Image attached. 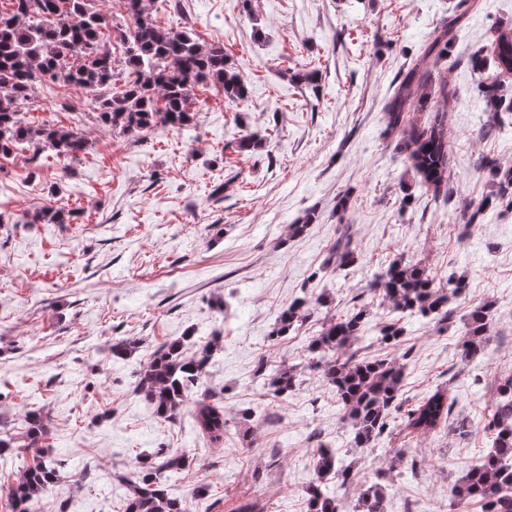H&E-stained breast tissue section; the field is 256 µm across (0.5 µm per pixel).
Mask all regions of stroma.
Segmentation results:
<instances>
[{"label": "stroma", "mask_w": 512, "mask_h": 512, "mask_svg": "<svg viewBox=\"0 0 512 512\" xmlns=\"http://www.w3.org/2000/svg\"><path fill=\"white\" fill-rule=\"evenodd\" d=\"M472 2L420 90L422 121L448 117L444 198L420 191L383 107L455 0H150L165 25L222 45L249 96L196 89L192 129L138 143L98 127L81 92L35 88L28 119L85 130L91 148L76 162L48 151L37 166L0 157V435L15 441L0 451V512H12L9 491L29 458L31 407L49 420L44 446L59 470L33 512H124L139 457L164 452L190 458L170 487L188 512H236L243 500L262 512H309L305 487L322 445L354 469L336 489L343 512L377 482L385 512H480L449 501L492 446L484 425L498 380L512 373V208L466 219L491 189L483 159L512 165V114L490 111L471 60L490 56L512 28V0ZM251 134L261 145L240 152ZM42 206L78 218L30 223ZM303 219L307 228L291 235ZM339 243L357 254L354 266L333 260ZM397 258L440 284L465 276L468 288L452 299L448 324L401 318L409 356L393 417L448 389L449 418L469 433L396 431L358 448L309 345L325 322L361 309L374 325L392 320L370 285ZM299 297L313 301L309 318L276 335ZM486 302L488 353L469 360L459 340ZM186 335L190 354L214 339L224 347L204 382L224 408L220 444L199 432L192 407L165 421L134 392L153 352ZM124 340L139 347L119 360L112 347ZM260 363L295 368V389L271 395L254 374Z\"/></svg>", "instance_id": "1"}]
</instances>
